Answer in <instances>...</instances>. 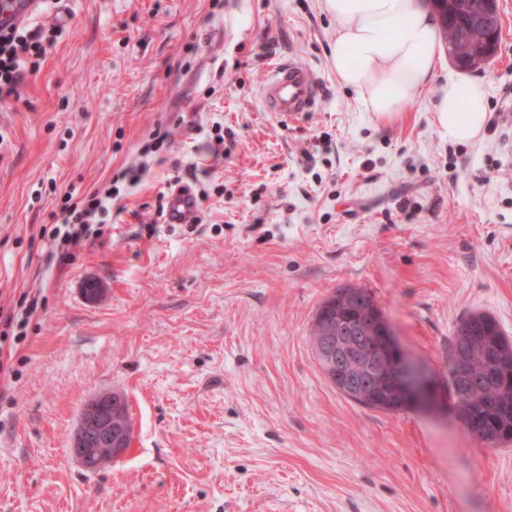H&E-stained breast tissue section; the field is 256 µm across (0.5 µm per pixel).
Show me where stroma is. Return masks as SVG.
Segmentation results:
<instances>
[{"label": "stroma", "mask_w": 512, "mask_h": 512, "mask_svg": "<svg viewBox=\"0 0 512 512\" xmlns=\"http://www.w3.org/2000/svg\"><path fill=\"white\" fill-rule=\"evenodd\" d=\"M485 80L498 125L448 142L434 87L391 120L341 85L324 0H61L64 35L0 104V307L41 304L0 378V512H512V446L444 410L344 397L310 343L336 289H368L404 349L446 385L463 316L512 337V0ZM313 72L288 124L261 89ZM170 146L141 158L157 128ZM103 234L52 259L66 194L123 167ZM205 190L196 224L159 216ZM103 288L87 296L89 284ZM125 394L129 449L91 473L70 454L82 404ZM263 99L273 117L295 122L318 106V84L308 68L288 60L273 67ZM169 221L170 224H182L181 218L187 216L193 209L194 196L190 189L185 186H178L170 196Z\"/></svg>", "instance_id": "stroma-1"}]
</instances>
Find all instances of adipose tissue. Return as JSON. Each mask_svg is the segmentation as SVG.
<instances>
[{"label": "adipose tissue", "mask_w": 512, "mask_h": 512, "mask_svg": "<svg viewBox=\"0 0 512 512\" xmlns=\"http://www.w3.org/2000/svg\"><path fill=\"white\" fill-rule=\"evenodd\" d=\"M337 30L330 62L365 111L387 119L411 94L435 85L439 133L476 142L487 124L486 86L458 76L437 82L440 22L426 0H324Z\"/></svg>", "instance_id": "adipose-tissue-1"}]
</instances>
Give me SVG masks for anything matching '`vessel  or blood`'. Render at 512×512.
I'll return each instance as SVG.
<instances>
[{
    "mask_svg": "<svg viewBox=\"0 0 512 512\" xmlns=\"http://www.w3.org/2000/svg\"><path fill=\"white\" fill-rule=\"evenodd\" d=\"M263 99L271 115L282 121H297L319 104L318 85L305 66L288 61L276 64L264 86ZM194 206L190 189L180 186L170 196V223H180Z\"/></svg>",
    "mask_w": 512,
    "mask_h": 512,
    "instance_id": "1",
    "label": "vessel or blood"
}]
</instances>
